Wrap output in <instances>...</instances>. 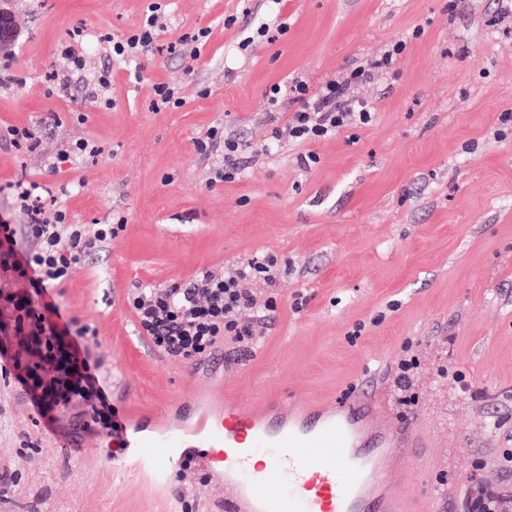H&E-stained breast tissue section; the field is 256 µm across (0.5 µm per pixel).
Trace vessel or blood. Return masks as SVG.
Returning a JSON list of instances; mask_svg holds the SVG:
<instances>
[{
    "label": "vessel or blood",
    "instance_id": "obj_1",
    "mask_svg": "<svg viewBox=\"0 0 512 512\" xmlns=\"http://www.w3.org/2000/svg\"><path fill=\"white\" fill-rule=\"evenodd\" d=\"M425 446L412 424L379 418L371 400L356 397L343 408L229 404L191 433L134 431L119 461L167 486L184 449H197L224 483L223 512H410L404 475ZM262 452L266 462L256 463ZM328 453L335 469L321 464Z\"/></svg>",
    "mask_w": 512,
    "mask_h": 512
}]
</instances>
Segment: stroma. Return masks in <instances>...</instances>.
I'll list each match as a JSON object with an SVG mask.
<instances>
[{"mask_svg": "<svg viewBox=\"0 0 512 512\" xmlns=\"http://www.w3.org/2000/svg\"><path fill=\"white\" fill-rule=\"evenodd\" d=\"M168 42L209 28L197 60L153 50L135 66L112 58L100 32L121 36L147 0H0L15 37L0 54L22 85L0 90V126H40L35 153L0 142V214L26 223L8 183L74 184L63 204L77 224L126 216L122 235L65 284L62 299L112 373L125 421L182 420L192 401L225 392L257 403L307 397L337 404L365 394L427 443L406 480L418 512H468L477 488L512 497V0H161ZM288 27L272 44L259 24ZM85 28L87 73L112 71L111 105L86 80L52 89L66 71L68 32ZM394 71L343 91L376 108L367 126L304 145L268 143L266 89L341 78L394 42ZM183 105L150 108L153 87ZM207 96H200V89ZM224 125L246 145L243 176L211 183L217 156L195 142ZM85 138L99 152L62 161ZM317 161L301 166L297 158ZM274 257L277 310L247 355L224 344L210 358L166 360L134 331L126 292L188 280L202 268ZM416 355L415 403L393 386L403 350ZM17 385L0 381V512H219L216 474L199 466L166 489L112 460L110 440L66 417L57 433L33 422Z\"/></svg>", "mask_w": 512, "mask_h": 512, "instance_id": "1", "label": "stroma"}]
</instances>
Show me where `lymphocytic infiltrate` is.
Instances as JSON below:
<instances>
[{
	"instance_id": "f902f5d3",
	"label": "lymphocytic infiltrate",
	"mask_w": 512,
	"mask_h": 512,
	"mask_svg": "<svg viewBox=\"0 0 512 512\" xmlns=\"http://www.w3.org/2000/svg\"><path fill=\"white\" fill-rule=\"evenodd\" d=\"M165 21L159 0H150L136 29L121 38L104 32L98 39L111 45L113 57L130 58L154 45ZM340 93L335 82L315 93L302 80L272 84L267 91L271 140L312 143L372 122V107L360 101L339 104ZM216 146L223 148L224 159L214 171L215 181L239 179L243 141L219 125L196 143L202 152ZM10 189L27 221L13 224L0 216V376L23 389L46 429L74 412L83 417L84 431L114 437L122 429L119 412L101 362L88 350L98 330L66 315L58 288L92 253L118 238L127 219L116 214L106 224H75L51 188L18 181ZM277 275L273 258L253 257L220 270L201 269L182 283L130 289L123 303L138 335L168 359L201 361L226 342L246 354L262 337L243 321V313L252 311L263 319L276 309L275 298L258 300L252 283H270Z\"/></svg>"
}]
</instances>
